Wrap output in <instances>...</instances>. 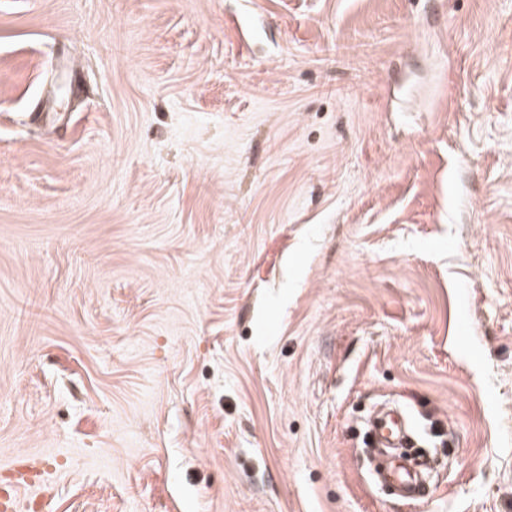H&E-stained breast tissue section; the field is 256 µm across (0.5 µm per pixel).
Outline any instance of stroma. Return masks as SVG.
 <instances>
[{
	"label": "stroma",
	"mask_w": 512,
	"mask_h": 512,
	"mask_svg": "<svg viewBox=\"0 0 512 512\" xmlns=\"http://www.w3.org/2000/svg\"><path fill=\"white\" fill-rule=\"evenodd\" d=\"M22 457L41 512H512V0H0ZM409 424L406 417L397 410H388L379 412L374 421V431L377 438L385 448H393L385 450L382 448H374L372 443L368 441V445L364 448V456L372 468L381 470V462L383 456L393 451H400L399 454L416 458H424V455L418 454L414 448H399L403 444V439L407 435ZM388 482L395 485V489L400 496L413 498L420 495L425 489V475L420 469L413 468L407 464H401L397 471H393L386 476Z\"/></svg>",
	"instance_id": "stroma-1"
}]
</instances>
